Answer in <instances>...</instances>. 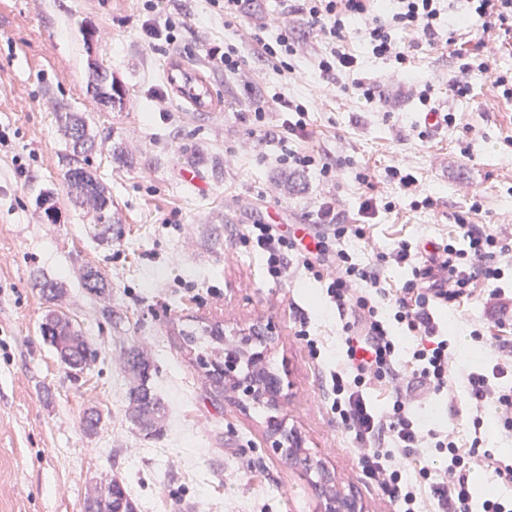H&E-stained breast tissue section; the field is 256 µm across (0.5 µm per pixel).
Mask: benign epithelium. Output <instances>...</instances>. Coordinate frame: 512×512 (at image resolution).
<instances>
[{"label": "benign epithelium", "instance_id": "1", "mask_svg": "<svg viewBox=\"0 0 512 512\" xmlns=\"http://www.w3.org/2000/svg\"><path fill=\"white\" fill-rule=\"evenodd\" d=\"M251 332L250 338L224 342V361L217 364L214 370L224 374V389L233 393L238 402L244 405L264 402L274 408L282 396V378L270 370L265 351L253 347L252 339L272 344L275 336L271 327L262 323L254 325ZM267 433L271 448L289 467L316 474V480L311 482V490L320 503V512H367L355 491L342 486L334 473L306 452L296 431L285 429L272 416L267 422Z\"/></svg>", "mask_w": 512, "mask_h": 512}]
</instances>
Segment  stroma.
Returning <instances> with one entry per match:
<instances>
[{"mask_svg":"<svg viewBox=\"0 0 512 512\" xmlns=\"http://www.w3.org/2000/svg\"><path fill=\"white\" fill-rule=\"evenodd\" d=\"M143 4L0 0V512H82L84 499L114 479L128 487L138 512H319L308 479L272 450L268 410L242 409L231 393L215 389L199 365L204 346L182 337L217 323L226 338L237 339L258 321L276 336L267 359L284 380L278 417L369 512H395L361 471L356 442L331 408L348 314L331 302L326 280L314 279L299 262H292L288 279H268L262 256L241 237L248 225L273 216L288 231L315 223L322 196L333 194L340 221L365 229L341 246L354 262L378 266L387 291L379 303L387 305L413 267L423 265L426 243L453 236L455 215L512 239V100L478 72L469 96L454 97L448 82L459 59L444 46L421 44L415 71L433 84V107L456 116L455 125L429 131L410 84L394 77L392 61L369 54L360 23L350 25L348 38L359 70L327 79L312 60L329 47L289 0H251L241 18L224 16L209 0H162L155 19L176 22L171 44L142 34ZM257 13L289 16L302 46L290 59L292 71L267 64L256 43L241 41L248 15ZM227 43L248 59L234 77L210 59L211 48ZM173 53L207 67L226 102L221 114L188 111L170 95L162 71ZM93 62L109 67L122 102L101 104L87 94ZM356 78L378 84L374 103L342 93ZM159 94L167 101L163 112L155 106ZM278 96L307 107L308 135L292 147L314 155L315 166L284 164L276 141L254 137L258 127L281 125ZM59 103L89 117L97 144L91 169L121 220L111 244L94 238L91 214L74 209L64 191ZM117 144L126 163L111 155ZM324 164L330 175H322ZM392 166L416 177V196L390 182ZM185 169L196 170L201 185L184 182ZM360 172L368 183L357 180ZM46 193L58 213L53 224L40 204ZM417 196L430 197L432 206H414ZM367 200L368 213L362 210ZM402 240L412 246L411 265L378 263V255ZM87 266L105 272L110 300L81 288ZM36 272L61 284L58 303L33 287ZM502 287L498 299L440 312L452 357L448 389L436 394L415 382L408 398L428 428L452 433L462 447L481 438L483 447L512 460V432L477 429L451 414L467 408V372L512 357V333L506 346L494 339L500 323L512 324V268ZM54 307L98 351L76 380L40 333ZM483 327L489 337L473 338ZM310 339L317 352L309 351ZM134 345L146 354L148 384L167 408L157 436L144 435L127 414L131 378L124 353ZM90 407L102 414L92 436L81 428Z\"/></svg>","mask_w":512,"mask_h":512,"instance_id":"35a3bbf8","label":"stroma"}]
</instances>
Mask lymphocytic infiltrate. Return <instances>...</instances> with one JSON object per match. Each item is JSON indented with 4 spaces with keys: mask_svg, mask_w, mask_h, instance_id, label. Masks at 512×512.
<instances>
[{
    "mask_svg": "<svg viewBox=\"0 0 512 512\" xmlns=\"http://www.w3.org/2000/svg\"><path fill=\"white\" fill-rule=\"evenodd\" d=\"M467 11L482 21V35L476 44V63L464 62L449 81V89L458 97L468 96L472 72L492 74L501 96L512 100V75L497 71L499 40L512 38V0H466ZM309 27L329 43L327 54L314 60L320 76L357 70V57L347 51L348 25L358 20L364 25V38L369 52L378 58L392 60L398 75L410 79L421 104H429L431 82L416 79L411 66L412 53L421 43L439 41V0H398L395 12H385L380 0H302L300 8ZM409 35L408 43L396 41L394 31ZM287 116L278 131H262V138H276L281 147V161L296 167L311 166L313 155L292 149V138L306 136L307 107L293 100L282 103ZM317 220L324 231L317 236L313 252L304 254L302 266L311 274H319L326 254H334L336 272L328 285V294L338 310H350L351 319L343 326V369L332 375L333 407L337 416L353 434L360 446L359 464L363 472L375 480L394 502L398 512H419L421 490H428L440 512H472L473 492L470 472L474 466L492 470L501 483L512 484V463L508 464L491 449L473 439L469 447H461L453 438H437L433 430L424 428L402 396H395L385 411H377L364 393L368 384L396 380V342L393 325H401L418 344L412 354L413 372L433 391L448 386V341L441 333L437 311L458 307L472 300L478 290L488 297L501 295L504 278L503 261L512 259V241L497 233L471 224L463 215L455 218V235L434 247L424 267L414 269L413 277L390 303V315H382L375 298L381 294L375 268L351 263L344 249L335 241L347 235H363L362 227L341 223L332 199H322ZM252 248L266 260V273L279 281L288 272V256L296 243L285 237L272 224L257 223L247 238ZM512 371L508 363H496L491 374L472 371L466 376L470 405L475 408L473 423H480V410L493 407L503 431H512V386L499 385V378ZM432 440L436 450L447 453L448 465L441 479H433L428 464H421L415 480L404 478L392 468L394 449L406 455H422L425 440Z\"/></svg>",
    "mask_w": 512,
    "mask_h": 512,
    "instance_id": "lymphocytic-infiltrate-1",
    "label": "lymphocytic infiltrate"
}]
</instances>
